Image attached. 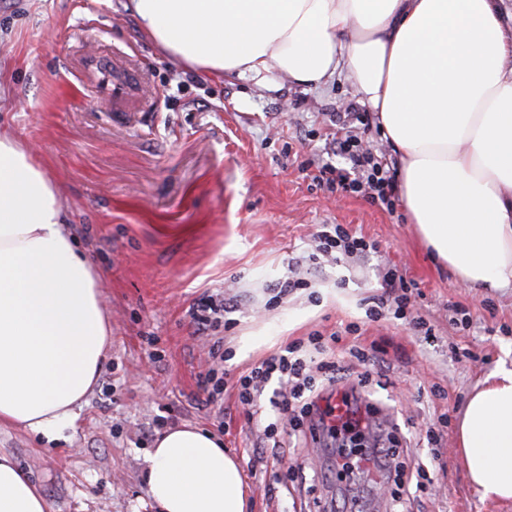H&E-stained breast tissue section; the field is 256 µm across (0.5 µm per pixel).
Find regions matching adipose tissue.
<instances>
[{
    "instance_id": "ef3b65f1",
    "label": "adipose tissue",
    "mask_w": 512,
    "mask_h": 512,
    "mask_svg": "<svg viewBox=\"0 0 512 512\" xmlns=\"http://www.w3.org/2000/svg\"><path fill=\"white\" fill-rule=\"evenodd\" d=\"M503 0H133L141 30L205 71L307 89L346 76L400 152L405 211L454 279L512 288V34ZM35 152L0 133V425L62 438L112 328L101 281ZM457 435L471 483L512 499V370L469 396ZM161 512H247L221 440L183 424L145 455ZM0 512H49L0 453Z\"/></svg>"
}]
</instances>
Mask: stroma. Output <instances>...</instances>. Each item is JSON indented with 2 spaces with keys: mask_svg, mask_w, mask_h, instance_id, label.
<instances>
[{
  "mask_svg": "<svg viewBox=\"0 0 512 512\" xmlns=\"http://www.w3.org/2000/svg\"><path fill=\"white\" fill-rule=\"evenodd\" d=\"M116 48L137 57L154 104L116 112L91 103L77 78L79 52ZM346 79L309 90L280 80L270 90L235 76L183 66L145 35L132 0H0V129L32 146L68 215L66 231L102 280L112 347L65 440L44 444L25 429L0 427L6 453L41 487L50 512H158L147 494L144 457L159 433L190 423L223 439L242 464L249 512H318L363 494L385 512L369 471L336 478L326 442L305 439L298 462L314 485L273 484L261 433L238 408L239 375L308 337L339 335L381 349L385 387L361 396L374 427L397 428L402 462L434 464L430 488L410 512H512L483 498L468 479L456 425L474 388L512 369V288L475 291L434 261L403 206L314 183L319 166L347 167L331 145L334 119L354 102ZM325 224L376 242L365 259L302 271L307 288L274 300L289 257H306ZM397 269L422 292L405 319L366 316L382 274ZM220 294L236 300L228 327L192 334L191 312ZM469 326L452 323L455 306ZM420 317L433 338L415 331ZM357 331H349V324ZM214 373L217 402L198 385ZM440 432L428 444L427 430Z\"/></svg>",
  "mask_w": 512,
  "mask_h": 512,
  "instance_id": "1",
  "label": "stroma"
}]
</instances>
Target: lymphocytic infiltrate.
Returning a JSON list of instances; mask_svg holds the SVG:
<instances>
[{"label":"lymphocytic infiltrate","instance_id":"1","mask_svg":"<svg viewBox=\"0 0 512 512\" xmlns=\"http://www.w3.org/2000/svg\"><path fill=\"white\" fill-rule=\"evenodd\" d=\"M370 123L369 113L359 111L356 105H349L347 112L337 117L338 133L332 138L336 150L347 156L349 166L345 169L320 167L313 180L329 192L359 193L391 211L395 208V177L387 163L374 158L363 148L356 132L357 126L366 127ZM315 240L317 252L337 265L378 249L376 242L352 235L339 224L322 227ZM414 292L413 283L396 269H389L382 277L381 294L374 296L372 306L366 311L367 318L373 321L380 319L388 305L393 307L395 315H405ZM343 372V367L336 362L315 360L313 356L301 354L298 346L289 345L282 353L265 359L239 376V402L244 406L253 405L262 388L274 377L288 386L278 403L282 413L288 416V439L279 438L277 422H268L263 428V445L271 450L277 480L305 481L306 474L300 465H283L284 450L288 440L297 441L321 434L335 441L342 471H353L363 460L385 470L389 480L398 488L393 496L392 512H407V494L414 490L426 491L432 483L430 472L422 465L412 471L405 470L398 461L397 448L386 446L379 439L368 440L364 428L357 421L335 413L329 404L333 395H340L344 407L352 405L350 393L339 388Z\"/></svg>","mask_w":512,"mask_h":512}]
</instances>
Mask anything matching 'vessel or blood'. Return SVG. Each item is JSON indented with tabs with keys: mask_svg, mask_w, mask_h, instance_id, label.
<instances>
[{
	"mask_svg": "<svg viewBox=\"0 0 512 512\" xmlns=\"http://www.w3.org/2000/svg\"><path fill=\"white\" fill-rule=\"evenodd\" d=\"M83 69L86 75L102 79L103 85L98 92L111 101L113 108L125 107L132 101L148 103L142 77L127 54L97 52L86 55Z\"/></svg>",
	"mask_w": 512,
	"mask_h": 512,
	"instance_id": "vessel-or-blood-1",
	"label": "vessel or blood"
}]
</instances>
